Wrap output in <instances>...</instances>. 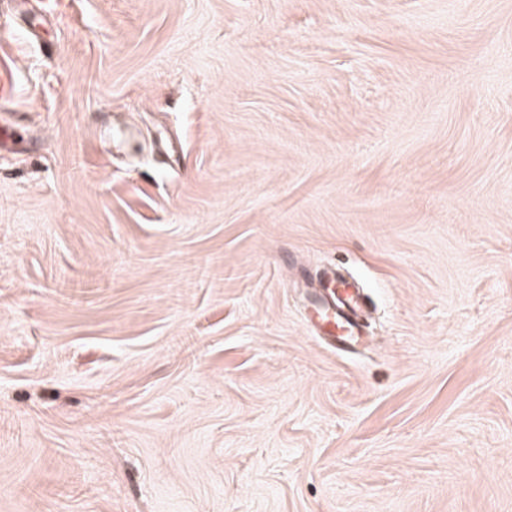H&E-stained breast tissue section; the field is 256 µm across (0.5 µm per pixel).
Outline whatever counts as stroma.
<instances>
[{
	"instance_id": "stroma-1",
	"label": "stroma",
	"mask_w": 512,
	"mask_h": 512,
	"mask_svg": "<svg viewBox=\"0 0 512 512\" xmlns=\"http://www.w3.org/2000/svg\"><path fill=\"white\" fill-rule=\"evenodd\" d=\"M0 84V512H512V0H0ZM325 300L308 318L309 326L317 333L323 330L326 337L341 344H353L360 335L358 310L360 292L347 280L335 278L324 284Z\"/></svg>"
}]
</instances>
